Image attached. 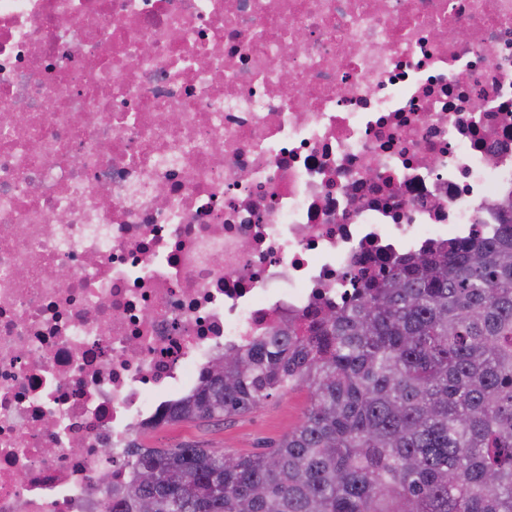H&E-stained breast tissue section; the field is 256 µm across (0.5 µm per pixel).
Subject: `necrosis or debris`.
<instances>
[{"instance_id": "necrosis-or-debris-1", "label": "necrosis or debris", "mask_w": 512, "mask_h": 512, "mask_svg": "<svg viewBox=\"0 0 512 512\" xmlns=\"http://www.w3.org/2000/svg\"><path fill=\"white\" fill-rule=\"evenodd\" d=\"M509 200L512 0H0V512Z\"/></svg>"}]
</instances>
